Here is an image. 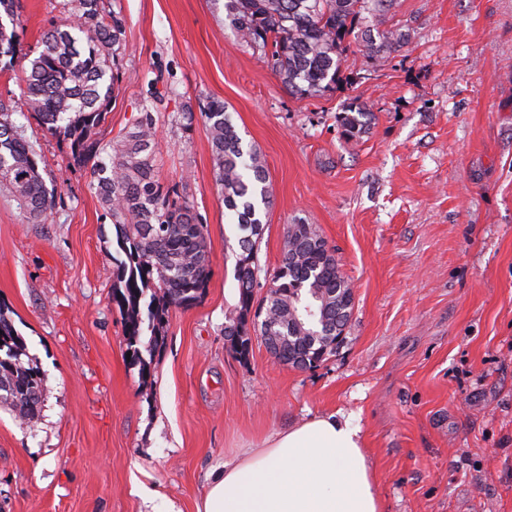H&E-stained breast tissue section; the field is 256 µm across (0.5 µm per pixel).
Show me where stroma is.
I'll use <instances>...</instances> for the list:
<instances>
[{"label": "stroma", "instance_id": "1", "mask_svg": "<svg viewBox=\"0 0 512 512\" xmlns=\"http://www.w3.org/2000/svg\"><path fill=\"white\" fill-rule=\"evenodd\" d=\"M124 22L107 142L156 120L159 180L207 226L211 277L170 308L148 373L128 361L112 302L119 249L87 167L32 115L17 123L55 191L46 222L0 188V305L45 380L34 422L0 403V512H196L207 472L312 417L353 415L383 512H512V0H395L374 26L399 52L350 46L333 92H289L242 42L224 0H102ZM72 0H21L22 49L0 73L17 102L44 31ZM223 102L263 153L270 204L258 257L288 224L317 225L354 287L336 353L311 369L224 335L239 301L238 231L202 112ZM370 131L346 139L342 107ZM373 112L367 105L354 104L346 106L342 112H338L336 119L348 139L359 137L370 128Z\"/></svg>", "mask_w": 512, "mask_h": 512}]
</instances>
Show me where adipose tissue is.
Here are the masks:
<instances>
[{"label":"adipose tissue","instance_id":"1","mask_svg":"<svg viewBox=\"0 0 512 512\" xmlns=\"http://www.w3.org/2000/svg\"><path fill=\"white\" fill-rule=\"evenodd\" d=\"M197 512H382L361 430L341 412L268 436L209 475Z\"/></svg>","mask_w":512,"mask_h":512}]
</instances>
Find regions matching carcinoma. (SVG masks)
I'll list each match as a JSON object with an SVG mask.
<instances>
[{
  "instance_id": "carcinoma-1",
  "label": "carcinoma",
  "mask_w": 512,
  "mask_h": 512,
  "mask_svg": "<svg viewBox=\"0 0 512 512\" xmlns=\"http://www.w3.org/2000/svg\"><path fill=\"white\" fill-rule=\"evenodd\" d=\"M395 0H226L224 7L239 38L264 52L271 68L295 95H323L336 83L350 40L360 41L368 57L400 51L410 34L398 28L374 31L365 14L385 11ZM18 0H0L12 29L0 21V56L16 54ZM122 20L108 22L100 0H77L74 19L54 24L41 38L42 50L24 78L21 105L46 130L69 145L72 158L88 167L91 189L112 217L124 258L116 262L112 302L123 312L131 358L148 368L145 355L159 342V327L171 306L189 307L205 293L211 276L210 248L193 202L174 186L156 179L159 151L155 118L144 112L126 134L108 143L95 137L115 93L111 74L122 50ZM16 109L0 102V178L18 208L44 222L54 205L39 172L37 155L13 120ZM211 142L224 206L236 219L239 252L237 314L224 335L237 336L236 354L249 353L248 316L254 290L267 284L260 320L288 337V351L302 368L317 367L342 342L353 315V288L335 252L314 224L288 225L279 265L258 261L255 228L260 206H269L268 171L261 151L244 148L231 113L212 101L201 113ZM373 113L350 104L337 113L344 135L367 132ZM25 342L0 306V402L23 421H32L44 395L38 368L24 364Z\"/></svg>"
}]
</instances>
